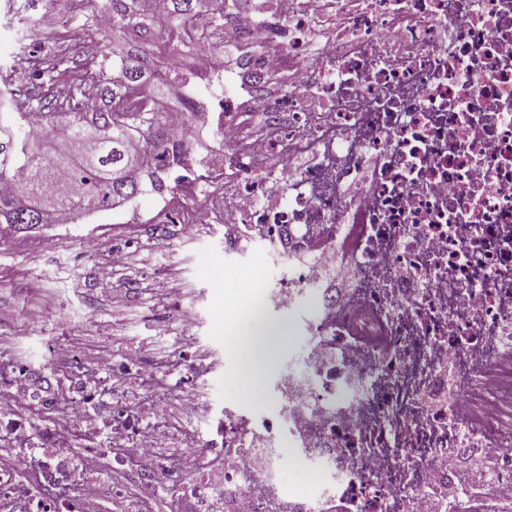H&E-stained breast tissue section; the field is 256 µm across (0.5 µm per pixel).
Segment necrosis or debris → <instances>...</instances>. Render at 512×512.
Instances as JSON below:
<instances>
[{"label": "necrosis or debris", "mask_w": 512, "mask_h": 512, "mask_svg": "<svg viewBox=\"0 0 512 512\" xmlns=\"http://www.w3.org/2000/svg\"><path fill=\"white\" fill-rule=\"evenodd\" d=\"M254 16L236 0L224 43H251L240 70L208 52L222 186L204 224L236 228L225 249L260 251L245 309L303 314V369L281 379L272 409L225 408L216 434L186 437L165 420L140 349L72 360L67 394L43 369L0 355V446L35 483L0 467V500L21 512H93L119 487L86 491L104 458L208 512H482L512 498V0H280ZM341 262L351 286L322 279ZM177 388L200 418L191 329ZM129 377L136 400L112 391ZM449 391L436 404L438 391ZM32 416L14 421L16 404ZM89 442L75 466L73 434ZM179 443L173 466L154 449ZM222 449L224 482L202 475ZM489 468L479 496L449 459ZM309 464L307 492L278 478ZM456 496H449V487Z\"/></svg>", "instance_id": "necrosis-or-debris-1"}]
</instances>
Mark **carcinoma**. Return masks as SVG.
I'll use <instances>...</instances> for the list:
<instances>
[{
    "label": "carcinoma",
    "instance_id": "obj_1",
    "mask_svg": "<svg viewBox=\"0 0 512 512\" xmlns=\"http://www.w3.org/2000/svg\"><path fill=\"white\" fill-rule=\"evenodd\" d=\"M80 16L84 51L74 58L55 47L35 54L21 32L14 60L31 80L18 90L22 110L0 112V232L59 220L75 223L91 211L129 203L154 192L181 189L192 147L174 143L169 119L153 101L177 88L184 111L204 128L206 112L182 62L214 48L224 29V0H105L112 26L100 29L89 0H69ZM33 0H12L13 15L39 28ZM119 39L109 52L106 42ZM68 174L72 194L55 188Z\"/></svg>",
    "mask_w": 512,
    "mask_h": 512
}]
</instances>
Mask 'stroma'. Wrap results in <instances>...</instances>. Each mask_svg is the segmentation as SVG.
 Wrapping results in <instances>:
<instances>
[{
	"label": "stroma",
	"instance_id": "35a3bbf8",
	"mask_svg": "<svg viewBox=\"0 0 512 512\" xmlns=\"http://www.w3.org/2000/svg\"><path fill=\"white\" fill-rule=\"evenodd\" d=\"M131 205L93 212L76 224H44L0 237V353L41 365L56 377L66 359H52L49 342L67 337L86 364L100 355L142 347L156 371L160 391L169 392L173 368L183 362L179 325L195 323V340L220 357V369L198 381L203 402L214 410L270 407L279 379L298 366L302 349L297 316L268 309L285 342L272 357L238 349L251 320L236 304L250 277L252 259L224 252V227L158 217L126 223ZM127 249L122 281L134 283L121 306L112 304V285L98 268L116 249ZM103 476L126 492L101 502L102 512H129L133 501L149 512H186L181 500L139 482L131 471L104 469Z\"/></svg>",
	"mask_w": 512,
	"mask_h": 512
}]
</instances>
